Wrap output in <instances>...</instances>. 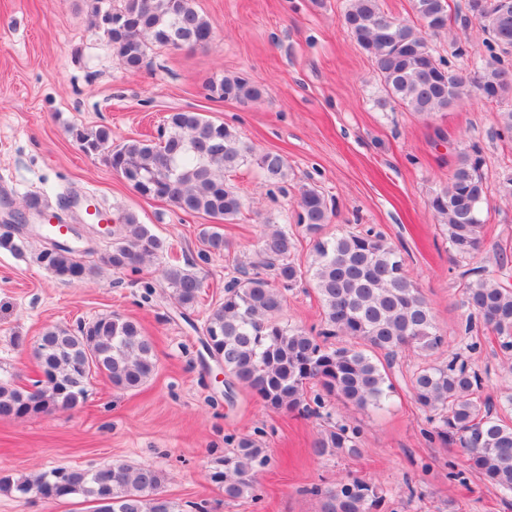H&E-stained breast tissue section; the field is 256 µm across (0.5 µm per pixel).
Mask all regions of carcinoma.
I'll list each match as a JSON object with an SVG mask.
<instances>
[{
    "label": "carcinoma",
    "mask_w": 512,
    "mask_h": 512,
    "mask_svg": "<svg viewBox=\"0 0 512 512\" xmlns=\"http://www.w3.org/2000/svg\"><path fill=\"white\" fill-rule=\"evenodd\" d=\"M105 2L123 17L124 25L111 32V39L128 70L140 68L154 46L192 48L214 38L211 23L193 0H122L116 7L112 0ZM412 10L415 24L391 17L381 0H347L340 17L349 36L371 58L384 84V102L428 118L482 88L486 100L501 107L496 136L511 142L512 0H466L463 5L455 0H412ZM458 21H475L487 34L485 58L465 75L454 62L463 55L461 49L449 58L429 44L430 37ZM208 91L213 98L243 105L263 94L261 85L239 75L210 82ZM75 137L91 154L112 144L107 128L80 131ZM107 161L116 173L134 181L141 196L209 217L212 225L202 231L207 254L230 250L224 225L234 223L244 206L225 174L250 163L280 191L288 181L284 154L259 152L231 125L189 111L170 114L161 139L125 142L112 149ZM484 164L478 145L462 149L448 183L428 203L455 259L471 260L484 245L482 214L489 190ZM329 212L320 190L299 187L297 225L312 242L307 267L295 262V234L276 224L268 225L254 260L235 263V275L224 283V301L210 309L203 325V333L213 336L212 353L223 362L224 374L265 404L310 417L319 414L324 398L331 396L359 409L383 405L392 389L388 369L398 353L408 350L423 359L410 376L416 400L436 416V425L425 431L428 442L464 449L471 470L511 495L512 420L500 410L512 409V391L498 406L480 401L475 394L482 379L459 356L426 361L443 345L444 336L429 301L407 273L400 250L370 229L324 236ZM117 221L100 263L81 261L76 251L62 245L41 252L39 261L65 281H82L95 276L101 263L137 274L167 251L165 241L135 214L124 213ZM463 278L465 332L479 324L497 336L504 356L512 355V288L490 277L482 266L467 269ZM305 280L313 283L321 304L317 330L281 320L288 292ZM162 281L183 308L192 307L203 288L197 273L174 264L163 268ZM337 337L347 342H330ZM41 338L50 344L51 362L50 369L42 370L43 378L32 384L41 411L76 408L95 375L132 391L157 370L153 343L141 325L116 314L99 316L75 332L50 326ZM310 383L320 386L311 399ZM26 398L25 387L0 379V419L29 416ZM361 436L358 425L329 421L312 452L353 453ZM268 461L261 441L243 434L208 479L222 489L226 501L245 496L258 500L256 473ZM161 485L162 477L152 467L132 468L120 459L85 469L55 468L33 478L0 475V491L21 496L33 492L46 500L80 496L94 503L92 512H180ZM310 494L320 499L321 512H377L382 500L373 486L356 478L342 479L333 489L314 486Z\"/></svg>",
    "instance_id": "obj_1"
}]
</instances>
